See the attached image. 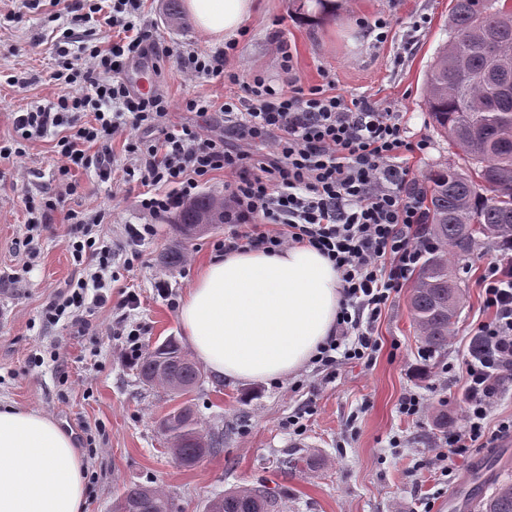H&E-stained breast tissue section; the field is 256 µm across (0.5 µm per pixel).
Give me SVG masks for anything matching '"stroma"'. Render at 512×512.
Returning <instances> with one entry per match:
<instances>
[{"mask_svg": "<svg viewBox=\"0 0 512 512\" xmlns=\"http://www.w3.org/2000/svg\"><path fill=\"white\" fill-rule=\"evenodd\" d=\"M259 2L260 11L243 24L236 55L225 64L239 83L251 82L257 71L275 84L285 80L272 46L282 39L303 85L321 84L328 75L338 92L400 114L413 146L403 160L414 186H424L435 167L456 163L431 125L422 95L424 73L448 39L452 0H340L330 15L321 14L316 0ZM143 10L160 43L173 50L160 62L161 89L177 101L223 103L233 86L215 77L190 80L182 69V53L205 55L216 43L193 18L167 23L163 0H143ZM81 12L80 0L69 13L52 0H0L1 144L12 145L17 113L69 93V85L54 77V44L83 67L84 46L112 39V28L82 21ZM380 17L391 21L383 43L372 30ZM57 140L52 132L26 142L18 161L0 159V406L41 412L72 437L86 467L83 512H112L133 484L162 489L171 512H206L211 500L241 487L270 491L280 512H449L460 475L474 460L491 456L482 448L458 458L454 480L426 464L446 434L438 415L460 420L457 354L468 346L473 325L490 317L479 279L495 257L491 242L480 240L459 263L463 295L453 341L433 357L451 364L450 372L425 379L416 374L422 347L409 309L413 283L405 281L373 325L377 349L370 359L343 361L329 371L311 363L283 380L229 383L204 373L191 400L202 428L223 433L224 447L185 467L158 427L178 398L140 382L135 364L124 357L125 337L113 335L112 327L126 321L146 347L171 336L184 340L178 311L186 289L229 227L215 224L188 238L176 222L158 225L136 253L116 257L112 299L87 313V328L47 322L46 306L78 275L67 247L77 233L70 213L104 214L95 233L104 246L121 225L144 221L132 195L112 213V185L100 182L91 164L75 171L79 190L57 202L37 253L20 250L29 220L23 198L39 201L58 191ZM175 250L185 259L173 267L165 256ZM161 278L172 287L165 298L155 290ZM125 291L138 295L136 309L119 306ZM408 392L430 400L428 410L401 414L399 402ZM289 457L299 458L297 469H284Z\"/></svg>", "mask_w": 512, "mask_h": 512, "instance_id": "stroma-1", "label": "stroma"}]
</instances>
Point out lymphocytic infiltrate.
<instances>
[{
	"label": "lymphocytic infiltrate",
	"mask_w": 512,
	"mask_h": 512,
	"mask_svg": "<svg viewBox=\"0 0 512 512\" xmlns=\"http://www.w3.org/2000/svg\"><path fill=\"white\" fill-rule=\"evenodd\" d=\"M140 0H114L107 24L120 37L107 47L92 46L91 67L63 63L57 79L75 88L58 102L19 113L14 128L29 140L65 128L57 145L63 192L73 195L72 167L87 164L95 150L98 176L113 172L112 144L127 143L124 185L141 188L142 224H128L112 245L99 246L94 228L100 216L70 215L79 232L68 247L83 275L59 293L45 311L49 320L84 321L83 312L108 301L106 272L116 254L153 237L157 225L177 216L213 173H224V221L231 231L220 247L249 246L268 253L309 244L333 262L340 274L336 329L314 357L325 370L338 359L363 360L375 349L372 325L393 295L419 267L431 243L422 231L423 201L399 162L410 150L397 113L365 98L337 93L333 79L304 86L296 77L281 84L254 77L252 83L213 108L191 99L185 107L201 119L218 114L220 135L204 128L170 124L174 104L163 91L143 97L128 86L129 60H159L151 26L140 18ZM91 111L92 123L76 116ZM269 231H261V224ZM496 259L481 276L485 307L492 318L474 325L461 352V425L443 438L433 461L443 475L455 459L512 436V419L488 431L487 419L512 386V233L494 245Z\"/></svg>",
	"instance_id": "lymphocytic-infiltrate-1"
}]
</instances>
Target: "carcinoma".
<instances>
[{
    "instance_id": "cac0c4a2",
    "label": "carcinoma",
    "mask_w": 512,
    "mask_h": 512,
    "mask_svg": "<svg viewBox=\"0 0 512 512\" xmlns=\"http://www.w3.org/2000/svg\"><path fill=\"white\" fill-rule=\"evenodd\" d=\"M425 105L436 130L459 151L464 166L431 171L422 191L424 232L432 248L414 272L410 311L422 349L433 355L448 347L458 314L455 261L480 241L512 232V0H453L448 42L439 48L425 74ZM224 204L201 195L177 216L192 231L202 221L221 219ZM159 355L169 360L168 374L156 368ZM137 374L146 384L183 396L198 386L202 373L169 337L138 360ZM181 424L161 433L175 460L192 466L216 454L222 433H203L189 402L178 406ZM121 499L141 512H169L157 488L134 484ZM275 500L252 489H234L219 497L220 512H272ZM479 512H512V483H503L479 506Z\"/></svg>"
}]
</instances>
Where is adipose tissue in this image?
I'll return each instance as SVG.
<instances>
[{
	"label": "adipose tissue",
	"mask_w": 512,
	"mask_h": 512,
	"mask_svg": "<svg viewBox=\"0 0 512 512\" xmlns=\"http://www.w3.org/2000/svg\"><path fill=\"white\" fill-rule=\"evenodd\" d=\"M204 35L237 38L256 0H185ZM340 274L306 244L276 253L241 248L208 258L179 321L196 358L230 381L284 379L336 326ZM85 463L47 415L0 408V512H82Z\"/></svg>",
	"instance_id": "adipose-tissue-1"
}]
</instances>
